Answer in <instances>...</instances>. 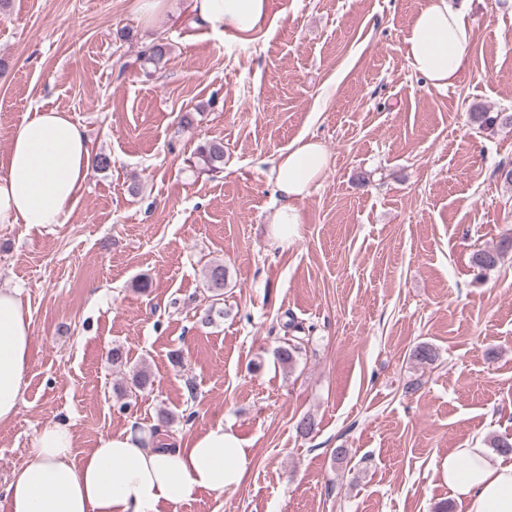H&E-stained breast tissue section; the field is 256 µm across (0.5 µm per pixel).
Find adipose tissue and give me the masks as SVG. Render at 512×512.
Segmentation results:
<instances>
[{"mask_svg":"<svg viewBox=\"0 0 512 512\" xmlns=\"http://www.w3.org/2000/svg\"><path fill=\"white\" fill-rule=\"evenodd\" d=\"M198 23L249 39L268 20V0H190ZM471 29L455 0H426L405 38L413 70L432 86H454L469 66ZM93 155L85 128L68 113L37 108L10 133L0 166V224L64 223L78 202ZM329 166L320 141L301 137L276 156L270 179L277 197L269 216L275 240L301 237L300 204ZM33 328L19 293L0 287V425L23 402ZM69 423L47 424L14 472L0 512H170L199 492L223 495L242 481L249 456L223 420L179 444L165 433L127 425L101 435L80 464H72ZM448 487L466 512H512V463L474 446L442 464Z\"/></svg>","mask_w":512,"mask_h":512,"instance_id":"adipose-tissue-1","label":"adipose tissue"}]
</instances>
